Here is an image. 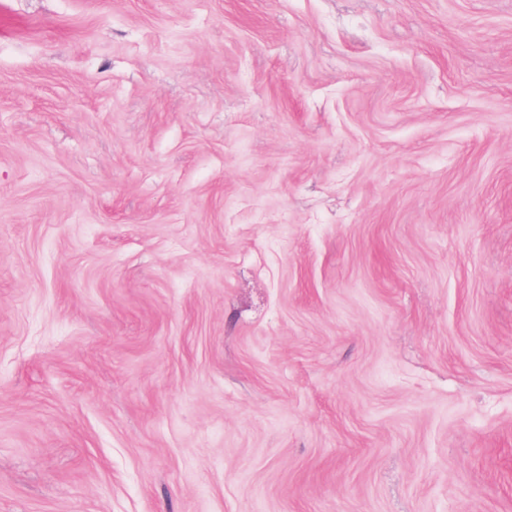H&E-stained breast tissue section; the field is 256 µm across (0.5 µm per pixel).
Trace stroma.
I'll use <instances>...</instances> for the list:
<instances>
[{
  "instance_id": "stroma-1",
  "label": "stroma",
  "mask_w": 512,
  "mask_h": 512,
  "mask_svg": "<svg viewBox=\"0 0 512 512\" xmlns=\"http://www.w3.org/2000/svg\"><path fill=\"white\" fill-rule=\"evenodd\" d=\"M0 512H512V0H0Z\"/></svg>"
}]
</instances>
